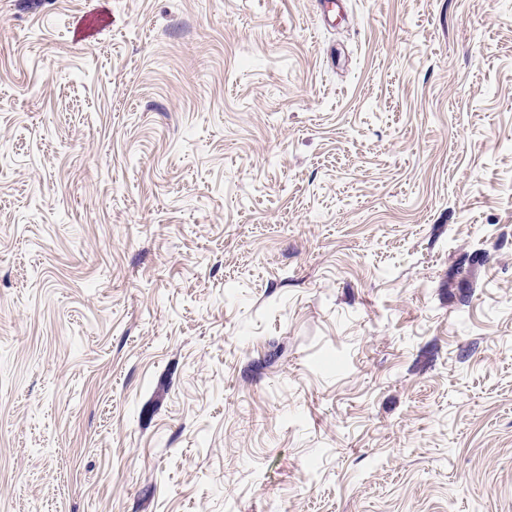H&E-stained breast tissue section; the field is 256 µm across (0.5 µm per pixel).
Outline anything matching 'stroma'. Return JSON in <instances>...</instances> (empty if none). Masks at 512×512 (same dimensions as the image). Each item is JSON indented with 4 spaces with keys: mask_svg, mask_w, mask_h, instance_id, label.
Listing matches in <instances>:
<instances>
[{
    "mask_svg": "<svg viewBox=\"0 0 512 512\" xmlns=\"http://www.w3.org/2000/svg\"><path fill=\"white\" fill-rule=\"evenodd\" d=\"M0 512H512V0H0Z\"/></svg>",
    "mask_w": 512,
    "mask_h": 512,
    "instance_id": "35a3bbf8",
    "label": "stroma"
}]
</instances>
